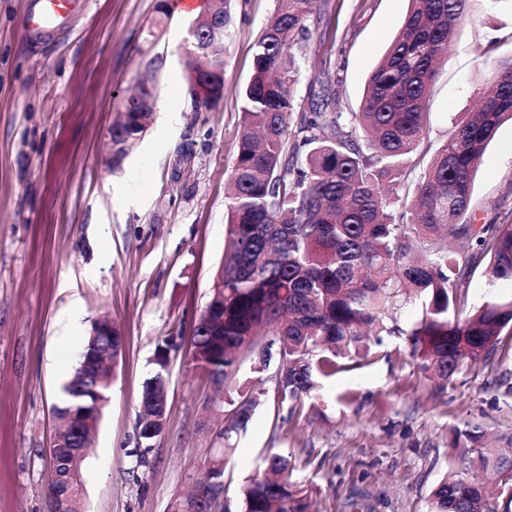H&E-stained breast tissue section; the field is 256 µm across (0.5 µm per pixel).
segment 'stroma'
Returning <instances> with one entry per match:
<instances>
[{"mask_svg": "<svg viewBox=\"0 0 512 512\" xmlns=\"http://www.w3.org/2000/svg\"><path fill=\"white\" fill-rule=\"evenodd\" d=\"M28 2L0 0V512H47L52 408L103 313L126 347L82 464V509L165 512L215 444L200 427L210 389L181 345L169 365L166 423L145 454L139 396L158 346L190 336L209 300L226 245L242 92L279 2L231 0L224 91L209 112L193 111L185 79L193 15L161 13L160 0H88L36 49L21 29ZM408 9L409 0H315L299 109L331 86L338 108L357 110ZM492 41L498 55H512V0H470L431 90L429 153L474 112ZM145 74L154 123L120 167L107 168V129ZM468 216L512 224L511 120L478 166ZM418 315L417 303L400 305V334L384 336L369 363L322 380L319 410L292 415L262 401L227 464V499L278 448L306 460L313 512H345L355 488L378 498L377 512H425L441 475L465 466L448 446L451 428L512 433V335L440 390L405 348L402 333Z\"/></svg>", "mask_w": 512, "mask_h": 512, "instance_id": "obj_1", "label": "stroma"}]
</instances>
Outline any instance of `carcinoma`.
<instances>
[{
	"instance_id": "cac0c4a2",
	"label": "carcinoma",
	"mask_w": 512,
	"mask_h": 512,
	"mask_svg": "<svg viewBox=\"0 0 512 512\" xmlns=\"http://www.w3.org/2000/svg\"><path fill=\"white\" fill-rule=\"evenodd\" d=\"M404 21L370 73L359 111L340 112L328 102L295 104L298 55L311 37L314 0H279L254 56L243 92V125L229 177L228 246L203 315L195 322L189 353L219 392L238 385L239 366L252 361L262 374L275 367V409L301 414L318 379L336 374L341 359L364 360L373 337L392 333L386 324L411 290L421 301L406 332L409 355L445 386L463 368L488 359L502 332L512 328V299H491L465 311L469 276L484 258V276L512 282V224L477 225L466 216L473 176L488 144L512 120V56L493 59L489 84L478 93L474 117L463 121L413 182L403 218L393 217L386 184L408 181L425 158L430 87L448 53L469 0H409ZM228 0H208L189 28L184 54L195 110L207 112L224 85V31ZM152 118L115 132L120 152L140 140ZM164 341L155 372L139 401L138 432L144 448L161 432L157 402L167 391L170 346ZM56 405L55 447L48 496L62 512H82L75 410L97 423L96 401L109 393L92 373L75 371ZM238 399L224 410L209 399L203 427L224 440L211 448L199 488L216 494H177L166 512H230L224 495L232 440L246 429L267 391L238 385ZM448 447L466 448L469 476L447 472L427 498V512H498L512 503V435L490 447L478 425L454 429ZM266 473L240 487L242 512H308L309 491L299 478L304 462L277 452L265 458ZM367 491H352L348 512H374Z\"/></svg>"
}]
</instances>
